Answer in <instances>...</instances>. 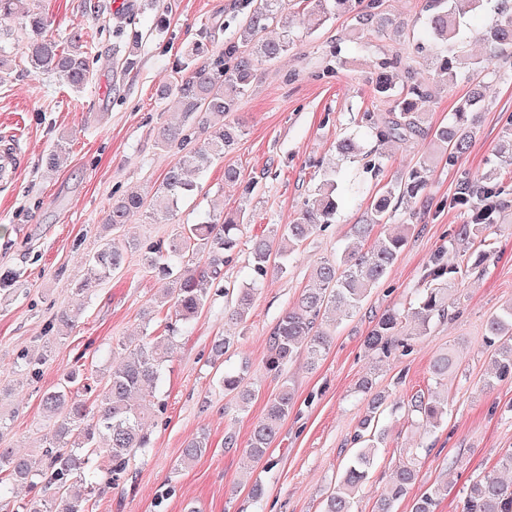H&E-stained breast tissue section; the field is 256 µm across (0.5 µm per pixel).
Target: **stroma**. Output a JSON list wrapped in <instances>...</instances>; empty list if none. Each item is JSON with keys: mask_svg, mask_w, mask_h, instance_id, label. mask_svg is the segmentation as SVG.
<instances>
[{"mask_svg": "<svg viewBox=\"0 0 512 512\" xmlns=\"http://www.w3.org/2000/svg\"><path fill=\"white\" fill-rule=\"evenodd\" d=\"M29 3L47 17L57 40L82 29L90 77L83 89H73L56 75L32 72L17 48L0 72V149L13 147L18 157L14 172L0 175V448L37 452L47 426L45 392L74 369L103 377L120 344L162 334L167 311L157 299L166 283L145 265L144 246L169 242L179 225L206 220L217 204L229 212L245 210L247 237L268 224L293 223L324 171L335 166L345 180L363 185V195L341 196L335 224L304 241L287 272L272 270L254 279L246 246L224 265L194 325L174 341L161 386L165 408L147 422L151 449L136 455L118 480L103 484L92 512H322L365 414V395L358 389L364 379L392 404L418 391L439 395L448 402V420L430 429L401 410L387 416V436L353 512H374L393 472L408 463L418 473L413 494L445 484L448 495L438 512H463L469 483L498 471L512 448V376L496 378L486 338L489 319L512 300V195L508 208L468 250L451 251L448 233L463 221L454 197L464 174L493 173L512 187V166L501 167L497 157L502 132L512 123V70L499 78L488 75V98L468 155L455 163L440 161L425 202L403 203L394 223L376 228L379 236L401 224L413 230L384 281L337 327L323 359L312 366L301 355L288 365L293 409L267 457L246 473L240 462L253 426L279 387L265 368L279 317L310 284L315 264L347 242L378 185L412 167L430 148L420 139L392 150L378 176L361 164L340 161L336 153L337 141L354 129V116L390 109V100L373 91L378 62L408 55L417 79L429 80L433 49L417 46L425 21L422 0H385L387 12L403 26L399 37L356 35L344 16L311 32L303 23L305 0H287L283 25L268 34L290 29L294 45L261 66L239 98L235 115L245 122L243 135L196 176L194 195L179 203L173 218L152 224L137 215L112 233L137 246L128 251L122 270L87 298L72 287L87 276L90 258L109 234L103 220L113 202L131 187L160 184L175 159L156 143L158 128L180 118L175 99L158 94L173 59L190 50L203 30L211 33L208 58L222 55L225 43L239 34L242 14L239 0ZM159 15L166 20L160 32L154 28ZM119 24L142 33L137 64L126 72L112 57V31ZM469 90L464 78L450 88L433 87L419 108L431 125L448 123ZM60 143L67 161L53 169L49 158ZM228 166L256 181L252 195L225 184ZM442 250L458 266L447 318L420 337L414 321L406 320L403 335L416 338L409 355L383 357L365 349L374 316L390 308L408 311L431 258ZM484 252L488 260L479 261ZM250 282L256 294L246 318L225 321L227 290ZM77 308L82 314L76 325L62 327L61 313ZM221 336L235 340L226 367L247 365L256 390L243 410L225 394L221 369L211 363L212 345ZM443 349L453 352L456 365L439 382L430 364ZM24 354L38 359L36 372L21 364ZM229 432L237 437L236 447L224 445ZM202 433L209 437L208 451L180 465L185 443ZM255 484L262 488L257 498L251 495Z\"/></svg>", "mask_w": 512, "mask_h": 512, "instance_id": "obj_1", "label": "stroma"}]
</instances>
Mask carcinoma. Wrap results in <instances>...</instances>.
I'll use <instances>...</instances> for the list:
<instances>
[{
  "label": "carcinoma",
  "instance_id": "obj_1",
  "mask_svg": "<svg viewBox=\"0 0 512 512\" xmlns=\"http://www.w3.org/2000/svg\"><path fill=\"white\" fill-rule=\"evenodd\" d=\"M27 0H0V22L20 25L25 37L21 50L35 72H51L72 88L80 89L88 81L90 66L83 51L84 34L75 30L62 45L47 34V20L24 8ZM308 20L318 29L338 16L350 18L357 30L383 33L393 25L386 16L384 0H308ZM497 15L494 25L477 32L485 55L475 59L466 50L465 29L469 21L488 5ZM243 22L236 40L224 45V54L215 61L199 62L205 52L204 42H197L191 52L175 59L171 66L174 81L165 92L173 94L181 106L184 121L162 126L157 145L163 150H177V158L167 169L159 194L173 209L197 189L191 175L205 172L217 158L224 156V146L234 142L242 125L224 122L234 111L236 101L251 85L260 65L272 62L288 52L294 44L290 31L276 39L265 37L267 29L283 14L284 0H242ZM426 21L420 39L435 45L431 56L433 79L447 87L459 78L475 80L473 90L460 100L453 119L434 128L423 126L419 103L431 97L429 85L415 79L406 59L397 55L378 64L375 91L392 101L387 112H365L357 122V131L366 132L374 145L364 150L358 135L352 134L336 143L341 160H363L366 170L380 174L394 144H405L416 137L432 136L448 151V159L466 155L472 145L477 113L486 101L484 72L495 62L512 65V0H424ZM112 54L128 70L135 66L134 54L121 55L125 29L115 30ZM211 128L201 144L192 143L186 130L194 125ZM498 156L512 165V125L501 136ZM433 172L430 157L420 158L409 170L399 173L375 193L361 221L352 225L350 243L335 256L325 258L313 271L314 284L304 289L296 304L283 312L270 336L266 368L281 378L277 393L268 402L263 417L255 424L246 459L253 464L263 459L277 437L294 405V388L283 376L286 365L299 354L317 363L326 352L339 323L337 312L345 316L357 312L366 298L378 287L388 269L408 242L412 225L377 237L368 248L362 242L374 228L395 219L403 200H419ZM344 191L336 167L324 172L312 197L304 204L292 224L267 225L266 233L250 239L253 271L267 275L269 269L285 273L295 246L317 230L335 223L336 194ZM508 186L496 182L489 174L465 175L458 184L455 203L468 209L466 221L455 225L451 246L468 247L486 224L498 217L505 204ZM148 193L134 188L123 195L108 214L105 224L114 229L128 223L131 216L145 209ZM245 212L210 217L197 224H185L167 247L157 245L147 251L145 264L158 276L176 275L172 287L163 289L161 299L170 303L175 322L165 326L166 334L151 337L123 348L119 365L108 372L103 390L89 401L70 389L76 373L67 375V383L46 393L42 406L52 420L45 433V446L37 457H20L0 448V487L10 480L21 481L44 493L22 506L23 512H44L43 497L55 502V512H89V498L98 489L91 463L104 460L112 465L110 473L126 470L134 451L151 448L146 421L162 406L158 386L168 361L177 324H191L204 308L211 281L220 274L224 263L242 244ZM137 247L129 241L103 239L90 260L89 276L78 291L90 293L100 282L110 278L123 266L124 252ZM457 267L437 253L424 274L426 287L421 289L411 314L422 330L448 314V283L455 280ZM254 298V287L238 289L234 305L227 311L230 319L243 320ZM402 313L384 311L373 318L365 338L368 349L388 357L396 350L407 355L412 345L401 337ZM488 342L495 346L493 360L498 377L512 375V302L502 308L487 325ZM454 360L450 352L439 353L431 365L432 374L441 380L448 377ZM224 392L234 395L245 408L254 396L247 385V366L224 372ZM408 411L416 414L428 427L435 428L448 415L447 404L431 395L416 392L407 398ZM387 408V397L373 394L367 401L366 414L351 443L353 448L336 487L327 496L323 512H351L352 499L373 468L383 440L380 427ZM209 447L206 434L187 443L183 461H192ZM416 470L403 465L393 476L387 498L377 512H392L393 502L404 497L415 484ZM448 494V486L436 484L415 496L411 512H436L438 501ZM465 512H512V482L488 474L473 481L466 490Z\"/></svg>",
  "mask_w": 512,
  "mask_h": 512
}]
</instances>
